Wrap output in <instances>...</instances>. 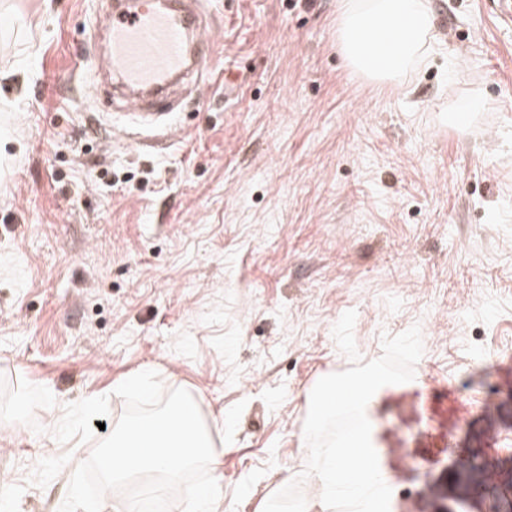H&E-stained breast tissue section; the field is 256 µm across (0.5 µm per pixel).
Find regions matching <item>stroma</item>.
I'll use <instances>...</instances> for the list:
<instances>
[{"label":"stroma","instance_id":"35a3bbf8","mask_svg":"<svg viewBox=\"0 0 512 512\" xmlns=\"http://www.w3.org/2000/svg\"><path fill=\"white\" fill-rule=\"evenodd\" d=\"M431 57L380 89L336 53L337 0H209L216 62L144 147L96 120L101 0H0V483L8 512H59L143 370L194 397L224 442L217 512H262L304 471V396L420 324L413 381L378 411L414 512L498 481L512 442V18L429 0ZM488 102L464 134L448 106ZM453 386L468 418L425 402ZM93 400L90 415L72 410ZM496 431L485 439L484 428Z\"/></svg>","mask_w":512,"mask_h":512}]
</instances>
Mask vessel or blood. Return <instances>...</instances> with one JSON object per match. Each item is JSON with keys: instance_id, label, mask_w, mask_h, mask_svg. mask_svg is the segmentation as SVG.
Masks as SVG:
<instances>
[{"instance_id": "b4317fda", "label": "vessel or blood", "mask_w": 512, "mask_h": 512, "mask_svg": "<svg viewBox=\"0 0 512 512\" xmlns=\"http://www.w3.org/2000/svg\"><path fill=\"white\" fill-rule=\"evenodd\" d=\"M207 0H113L96 16L108 74H96L122 106L115 120L146 132L171 129L177 89L201 77L215 50L205 37Z\"/></svg>"}]
</instances>
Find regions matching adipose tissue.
Returning <instances> with one entry per match:
<instances>
[{"label": "adipose tissue", "mask_w": 512, "mask_h": 512, "mask_svg": "<svg viewBox=\"0 0 512 512\" xmlns=\"http://www.w3.org/2000/svg\"><path fill=\"white\" fill-rule=\"evenodd\" d=\"M428 0H339L336 48L346 69L374 85L402 88L435 43Z\"/></svg>", "instance_id": "adipose-tissue-1"}]
</instances>
